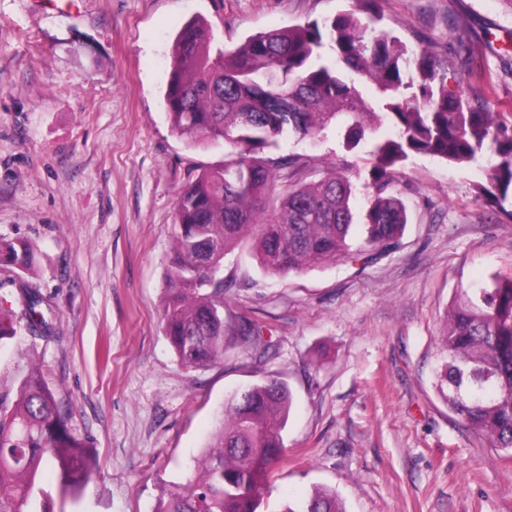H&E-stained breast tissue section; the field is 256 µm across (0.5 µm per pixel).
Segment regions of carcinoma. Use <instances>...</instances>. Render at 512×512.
<instances>
[{
	"mask_svg": "<svg viewBox=\"0 0 512 512\" xmlns=\"http://www.w3.org/2000/svg\"><path fill=\"white\" fill-rule=\"evenodd\" d=\"M380 0L322 22L259 32L231 49L213 50L208 24L186 22L174 39L165 106L172 128L193 147L224 142V161L188 179L177 202L167 279L164 331L180 364L204 368L224 358V258L248 243L267 274L285 276L347 259L371 264L398 249L408 224L398 191L412 155L449 165H478L479 198L512 218V128L490 99L448 90V61L429 47L410 49L381 22ZM374 87L366 100L361 88ZM336 127L351 152L371 141L361 184L337 167L310 179L317 158L271 157L280 139L320 137ZM287 184L271 199L277 173ZM366 190L362 237L352 243L354 203ZM0 265L17 271L31 333L53 334L55 311L30 278L34 253L25 241H0ZM235 335L257 345L249 317ZM446 362L438 375L450 409L495 450L512 459V276L463 290L439 337ZM292 406L275 377L235 393L212 439L182 484L164 489L155 512H257ZM58 470L75 491L94 475L86 443L69 427L43 372L25 377L11 407L0 408V512H30L40 472ZM281 512H345L332 491L315 489Z\"/></svg>",
	"mask_w": 512,
	"mask_h": 512,
	"instance_id": "obj_1",
	"label": "carcinoma"
}]
</instances>
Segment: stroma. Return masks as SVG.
I'll list each match as a JSON object with an SVG mask.
<instances>
[{
	"instance_id": "35a3bbf8",
	"label": "stroma",
	"mask_w": 512,
	"mask_h": 512,
	"mask_svg": "<svg viewBox=\"0 0 512 512\" xmlns=\"http://www.w3.org/2000/svg\"><path fill=\"white\" fill-rule=\"evenodd\" d=\"M349 0H75L68 11L0 0V238L35 247L58 315L31 335L18 279L0 266V405L39 366L95 469L78 492L52 470L32 512H154L184 482L225 401L267 377L293 396L259 512L314 489L346 512H512V460L468 429L437 388L447 312L461 290L512 276V221L491 219L475 166L410 159L401 247L364 266L271 276L249 248L224 260V315L262 328L269 356L229 340L221 363L182 367L163 332L176 202L189 173L223 161L189 147L164 105L171 47L201 16L217 44L348 9ZM383 24L448 61V88L490 94L512 126V0H381ZM466 43H459V35ZM280 154L355 169L335 129Z\"/></svg>"
}]
</instances>
